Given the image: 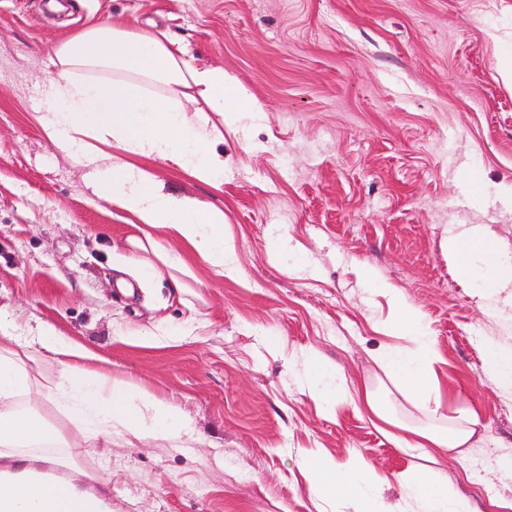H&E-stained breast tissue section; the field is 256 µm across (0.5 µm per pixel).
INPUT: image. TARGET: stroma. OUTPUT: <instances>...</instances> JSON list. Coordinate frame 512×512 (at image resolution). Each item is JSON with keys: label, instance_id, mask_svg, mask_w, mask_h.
Wrapping results in <instances>:
<instances>
[{"label": "stroma", "instance_id": "1", "mask_svg": "<svg viewBox=\"0 0 512 512\" xmlns=\"http://www.w3.org/2000/svg\"><path fill=\"white\" fill-rule=\"evenodd\" d=\"M92 24L166 32L186 60L231 80L224 177L126 154L165 192L222 208L236 272L192 252L183 289L142 279L134 214L93 194L41 119L56 48ZM512 0H0V309L94 353L90 368L177 409L188 431L111 447L72 435L105 472L112 512H319L298 460L362 456L386 481L413 466L447 476L476 512H512V398L483 369L484 340L512 336V284L486 288L448 255L477 229L512 262ZM397 288L389 295L377 286ZM435 340L443 410L477 413L482 439L402 454L350 402L321 410L297 377L316 353L370 385L411 425L427 417L373 358L397 298Z\"/></svg>", "mask_w": 512, "mask_h": 512}]
</instances>
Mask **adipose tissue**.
Masks as SVG:
<instances>
[{
	"label": "adipose tissue",
	"mask_w": 512,
	"mask_h": 512,
	"mask_svg": "<svg viewBox=\"0 0 512 512\" xmlns=\"http://www.w3.org/2000/svg\"><path fill=\"white\" fill-rule=\"evenodd\" d=\"M56 57L59 69L49 82L42 117L48 138L89 167L96 196L133 213L147 228L173 231L217 274H232L235 261L224 242L223 209L164 192L151 172L122 158L128 152L170 159L202 182L222 179L224 156L211 145L208 118L189 115L185 104L200 99L209 110L223 111L230 86L223 70L189 65L179 43L166 33L107 25L85 28L63 42ZM108 140L118 154L97 149V142ZM448 248L458 258L479 255L494 270L496 285L512 281V267L503 264L488 241L464 232L449 238ZM400 312L396 330L407 333L410 344L381 351L375 362L435 424L407 428L394 441L407 455L431 448L454 450L467 460L479 418L471 410L456 417L443 412L434 339L418 309L404 302ZM39 349L57 359V377L33 374L29 362ZM483 350L485 374L503 395L512 396V342L490 340ZM87 357L83 347L49 328L39 329L21 348L0 346V473L5 476L0 512H112L111 502L71 481H42L44 468L69 465L70 442L60 426L40 414L38 400L53 402L90 439H111L117 428L142 439L174 440L186 433V424L163 401L84 367ZM303 374L322 409L356 400L373 418L395 427L372 389L348 387L343 373L320 355L306 357ZM300 463L314 495L331 512H385L378 494L385 478L364 460L353 457L340 464L318 450L302 454ZM399 481L415 512H474L439 474L411 469Z\"/></svg>",
	"instance_id": "adipose-tissue-1"
}]
</instances>
